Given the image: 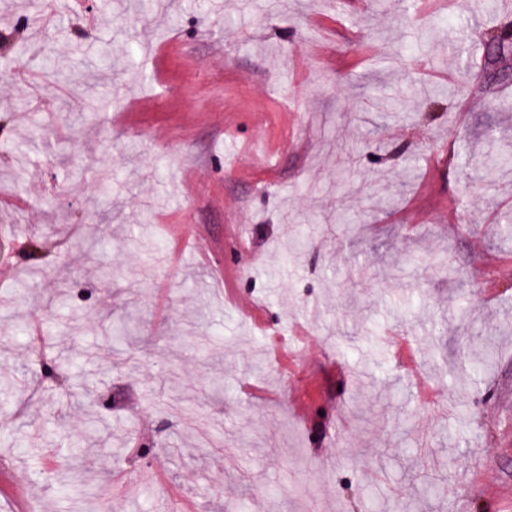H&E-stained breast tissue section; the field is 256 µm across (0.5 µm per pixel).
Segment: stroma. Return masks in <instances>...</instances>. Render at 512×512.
I'll return each instance as SVG.
<instances>
[{
  "mask_svg": "<svg viewBox=\"0 0 512 512\" xmlns=\"http://www.w3.org/2000/svg\"><path fill=\"white\" fill-rule=\"evenodd\" d=\"M508 22L512 0H0V61H26L0 83V504L512 512ZM464 142L506 159L495 185L464 181Z\"/></svg>",
  "mask_w": 512,
  "mask_h": 512,
  "instance_id": "stroma-1",
  "label": "stroma"
}]
</instances>
